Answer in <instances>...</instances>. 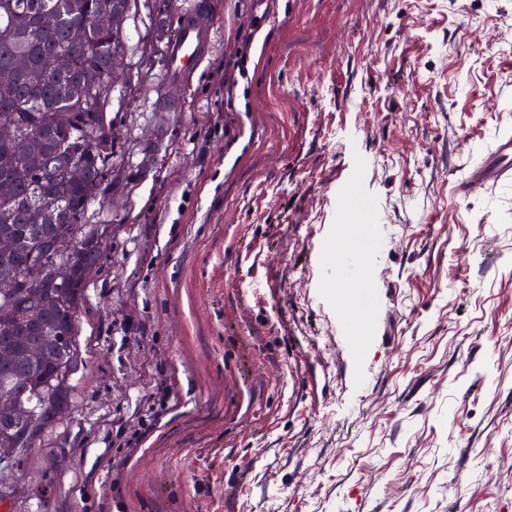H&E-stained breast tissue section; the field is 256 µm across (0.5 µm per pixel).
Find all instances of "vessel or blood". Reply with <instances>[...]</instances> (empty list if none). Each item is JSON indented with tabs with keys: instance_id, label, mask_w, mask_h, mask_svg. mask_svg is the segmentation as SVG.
Wrapping results in <instances>:
<instances>
[{
	"instance_id": "1",
	"label": "vessel or blood",
	"mask_w": 512,
	"mask_h": 512,
	"mask_svg": "<svg viewBox=\"0 0 512 512\" xmlns=\"http://www.w3.org/2000/svg\"><path fill=\"white\" fill-rule=\"evenodd\" d=\"M209 0H194L179 9L176 30L168 43L163 80L191 87L206 60L214 29L208 21ZM512 182V133L501 134L493 150L473 165L459 184L461 193L493 188Z\"/></svg>"
}]
</instances>
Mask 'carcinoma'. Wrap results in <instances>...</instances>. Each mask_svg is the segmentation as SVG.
Wrapping results in <instances>:
<instances>
[{
    "mask_svg": "<svg viewBox=\"0 0 512 512\" xmlns=\"http://www.w3.org/2000/svg\"><path fill=\"white\" fill-rule=\"evenodd\" d=\"M131 0H0V71L25 65L11 81L0 83V124L29 140L22 155L15 141L0 138V236L15 242L0 254V394L16 407L0 406V451L11 448V463L33 448L43 431L72 409L71 377L79 362L77 309L94 271L109 254L108 225L84 224L82 218L100 194L112 157L105 142L112 135L102 108L112 88V69L121 64L119 30L92 26V13L105 10L120 17ZM47 14L56 25L45 29ZM82 31V44L70 42ZM71 50L72 68L51 70L54 56ZM76 114L68 126L56 112ZM74 162L83 176L73 180ZM47 209L56 222L34 224L31 213ZM70 268L68 281L55 276Z\"/></svg>",
    "mask_w": 512,
    "mask_h": 512,
    "instance_id": "1",
    "label": "carcinoma"
}]
</instances>
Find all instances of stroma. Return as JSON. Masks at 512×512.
<instances>
[{"label":"stroma","mask_w":512,"mask_h":512,"mask_svg":"<svg viewBox=\"0 0 512 512\" xmlns=\"http://www.w3.org/2000/svg\"><path fill=\"white\" fill-rule=\"evenodd\" d=\"M178 7L131 0L73 407L0 512H512V183L456 188L512 131V0H214L189 90ZM211 4L208 0H195L178 10L175 33L168 43L167 67L163 80L190 88L206 60L214 28L208 22ZM375 244L371 236L352 237L343 235L335 243L336 257L367 259L374 252Z\"/></svg>","instance_id":"stroma-1"}]
</instances>
